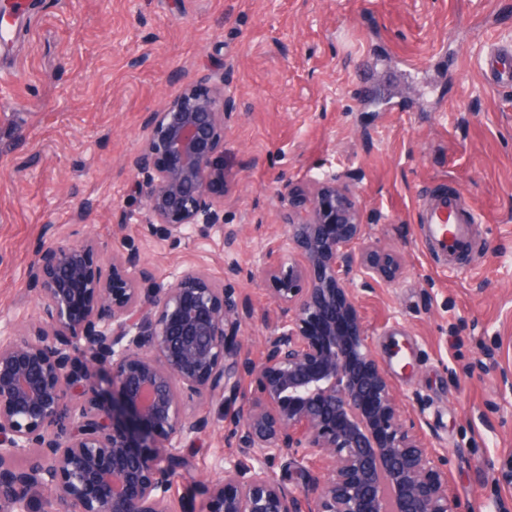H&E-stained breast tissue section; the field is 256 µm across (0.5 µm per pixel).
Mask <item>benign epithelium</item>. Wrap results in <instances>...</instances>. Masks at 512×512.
I'll return each mask as SVG.
<instances>
[{
    "mask_svg": "<svg viewBox=\"0 0 512 512\" xmlns=\"http://www.w3.org/2000/svg\"><path fill=\"white\" fill-rule=\"evenodd\" d=\"M232 110L224 81L204 75L148 114L129 165L146 177L151 229L224 223ZM279 218L282 256L259 276L281 319L258 362L240 357L241 317L204 273L160 283L135 252L105 266L92 240L42 247L29 270L40 319L0 337V512H171L186 444L209 425L186 400L224 399L240 370L255 393L206 512H460L368 346L349 272L374 279L390 265L370 252L354 260L364 225L348 188L332 176L295 189ZM285 455L318 462L299 488L269 472ZM36 491L47 493L38 509Z\"/></svg>",
    "mask_w": 512,
    "mask_h": 512,
    "instance_id": "1",
    "label": "benign epithelium"
}]
</instances>
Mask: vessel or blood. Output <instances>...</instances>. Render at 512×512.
<instances>
[{"mask_svg":"<svg viewBox=\"0 0 512 512\" xmlns=\"http://www.w3.org/2000/svg\"><path fill=\"white\" fill-rule=\"evenodd\" d=\"M485 77L491 85H512V43L495 42L488 46L482 61ZM473 216L461 206L457 195H443L419 218L425 224V236L434 249L443 254L461 250L467 240V228Z\"/></svg>","mask_w":512,"mask_h":512,"instance_id":"1","label":"vessel or blood"}]
</instances>
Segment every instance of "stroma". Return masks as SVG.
Listing matches in <instances>:
<instances>
[{
    "label": "stroma",
    "mask_w": 512,
    "mask_h": 512,
    "mask_svg": "<svg viewBox=\"0 0 512 512\" xmlns=\"http://www.w3.org/2000/svg\"><path fill=\"white\" fill-rule=\"evenodd\" d=\"M0 52V334L39 317L28 272L44 242L133 251L158 281L200 269L243 306L241 354L260 360L279 309L257 266L274 254L290 189L349 187L373 245L400 262L355 278L367 342L407 425L448 470L463 512H512V87L485 83V46L512 38V0H29ZM224 82V223L169 237L144 221L129 159L172 73ZM460 194L476 216L462 256L422 240L421 205ZM84 220H77L78 211ZM407 364L391 359L393 346ZM200 405L209 426L172 491L204 512L231 415L254 393Z\"/></svg>",
    "instance_id": "stroma-1"
}]
</instances>
